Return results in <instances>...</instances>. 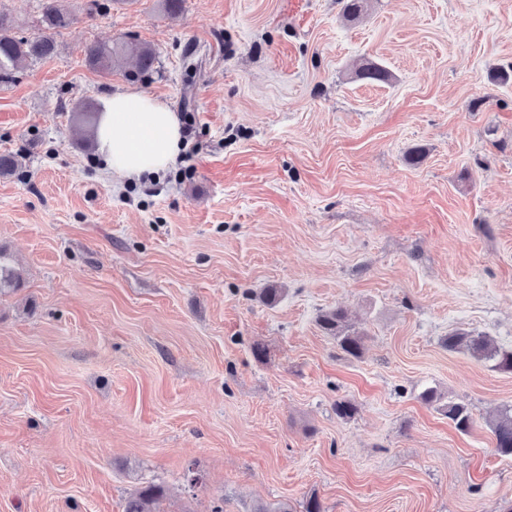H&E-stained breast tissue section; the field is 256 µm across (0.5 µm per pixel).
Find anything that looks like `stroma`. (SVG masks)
<instances>
[{
	"label": "stroma",
	"instance_id": "35a3bbf8",
	"mask_svg": "<svg viewBox=\"0 0 512 512\" xmlns=\"http://www.w3.org/2000/svg\"><path fill=\"white\" fill-rule=\"evenodd\" d=\"M90 3L0 83L21 161L0 254L23 276L0 295V512H123L149 483L160 512H512L488 425L512 373L443 345L512 349V0H370L354 23L339 0ZM119 37L155 71L86 66ZM128 89L196 118L193 174L147 195L89 169L70 123ZM338 306L361 357L318 325ZM126 55L137 58V67L141 71H150L154 67L156 57L153 48L128 38L90 44L85 50V63L93 71L106 74L112 71L119 58ZM443 345L448 351L468 353L493 362V367L497 370L512 371V349L499 348L486 335L471 331H456L444 339ZM441 410L458 431L466 433L471 429L473 418L466 404L448 401L441 406Z\"/></svg>",
	"mask_w": 512,
	"mask_h": 512
}]
</instances>
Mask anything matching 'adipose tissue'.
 <instances>
[{
	"label": "adipose tissue",
	"mask_w": 512,
	"mask_h": 512,
	"mask_svg": "<svg viewBox=\"0 0 512 512\" xmlns=\"http://www.w3.org/2000/svg\"><path fill=\"white\" fill-rule=\"evenodd\" d=\"M93 136L106 168L118 180L169 169L182 142L176 112L166 102L136 91L103 100Z\"/></svg>",
	"instance_id": "obj_1"
}]
</instances>
